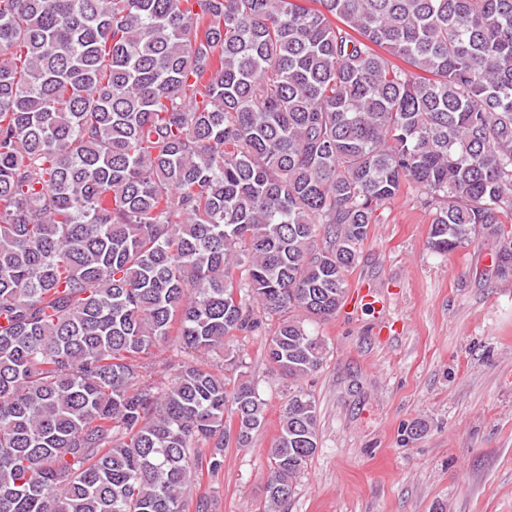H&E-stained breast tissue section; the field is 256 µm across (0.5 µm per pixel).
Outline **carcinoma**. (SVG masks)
<instances>
[{
	"label": "carcinoma",
	"mask_w": 512,
	"mask_h": 512,
	"mask_svg": "<svg viewBox=\"0 0 512 512\" xmlns=\"http://www.w3.org/2000/svg\"><path fill=\"white\" fill-rule=\"evenodd\" d=\"M406 186L512 267V0H0V512H212L266 402L202 356L272 319L279 512L311 326Z\"/></svg>",
	"instance_id": "cac0c4a2"
}]
</instances>
